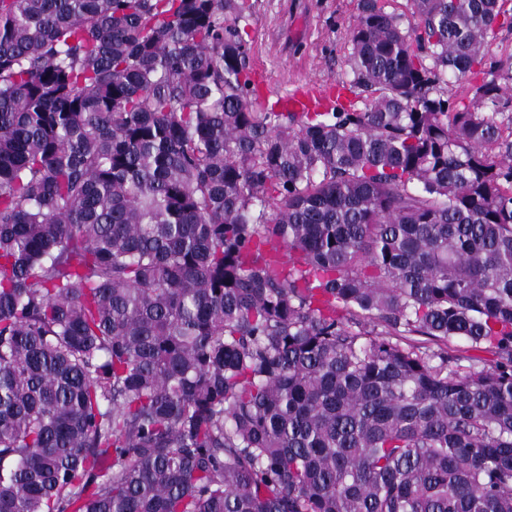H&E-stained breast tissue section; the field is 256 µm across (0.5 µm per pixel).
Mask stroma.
<instances>
[{
	"label": "stroma",
	"instance_id": "stroma-1",
	"mask_svg": "<svg viewBox=\"0 0 512 512\" xmlns=\"http://www.w3.org/2000/svg\"><path fill=\"white\" fill-rule=\"evenodd\" d=\"M252 65L270 99L316 80L331 87L345 76L344 56L356 0H253Z\"/></svg>",
	"mask_w": 512,
	"mask_h": 512
}]
</instances>
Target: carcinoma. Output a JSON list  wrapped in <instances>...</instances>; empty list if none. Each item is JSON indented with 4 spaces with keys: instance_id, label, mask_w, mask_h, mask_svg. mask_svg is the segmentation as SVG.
<instances>
[{
    "instance_id": "cac0c4a2",
    "label": "carcinoma",
    "mask_w": 512,
    "mask_h": 512,
    "mask_svg": "<svg viewBox=\"0 0 512 512\" xmlns=\"http://www.w3.org/2000/svg\"><path fill=\"white\" fill-rule=\"evenodd\" d=\"M504 4L296 113L251 0H0V512H512Z\"/></svg>"
}]
</instances>
